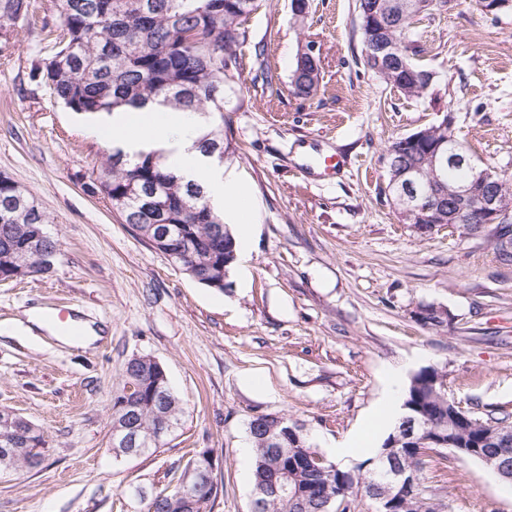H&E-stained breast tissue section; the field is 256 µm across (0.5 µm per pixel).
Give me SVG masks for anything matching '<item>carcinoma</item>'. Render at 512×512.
I'll list each match as a JSON object with an SVG mask.
<instances>
[{
    "label": "carcinoma",
    "instance_id": "1",
    "mask_svg": "<svg viewBox=\"0 0 512 512\" xmlns=\"http://www.w3.org/2000/svg\"><path fill=\"white\" fill-rule=\"evenodd\" d=\"M56 19L68 32L65 44L57 46L43 61L51 95L71 111L87 118L111 113L119 106L140 108L148 103L200 115L202 128L193 149L203 157L217 151L227 157L231 147L224 140V98L234 91L241 76V49L247 42L245 20L255 10V0H50ZM365 19L362 27L364 66L407 98L434 92L437 72L416 62L423 53L414 31L410 0H358ZM31 0H0V32L26 18ZM384 25L387 38L399 42L407 69L377 65L367 55L370 44ZM320 64L309 54L296 59L291 74L293 94L313 96L320 85ZM405 137L393 140V150L402 163L420 166L441 177L438 187L448 204L463 172L448 167L442 157L430 165L426 151L403 146ZM91 178L98 190L125 224L135 225L139 234L156 241L170 264L189 278L223 282L236 263L227 251L236 245L224 213L210 204L206 188L186 181L163 162L158 151L132 157L115 146L93 166ZM36 200L11 178L0 175V275L6 278L40 273L32 245L40 236L44 248L57 256L59 242L47 231L44 210L33 215ZM194 243L182 257L185 240ZM122 386L112 398V423L126 424L137 436L140 456L165 445L157 436L159 417L172 429L182 423L184 408L169 381L147 355L133 356L121 367ZM139 388L137 414L126 418L122 407L127 385ZM404 414L425 418L432 426L455 421L459 438L482 444V454L496 456L512 474V446L486 439L488 427L508 423L512 417L461 419L448 406V393L437 382V370L425 367L415 373L405 391ZM252 457L253 494L274 484L287 490L268 498L262 512H357L360 500L374 503L385 496L383 483L365 484L367 473L386 455L398 462L420 466L416 487L395 501L392 512H443V504L427 494L425 471L437 445L419 439L405 440L393 427L372 457L352 469L321 459L307 435L285 414H262L248 424ZM215 481L199 486L195 497L184 501L180 489L158 493L148 512H211L218 496Z\"/></svg>",
    "mask_w": 512,
    "mask_h": 512
}]
</instances>
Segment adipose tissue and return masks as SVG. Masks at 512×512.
<instances>
[{
	"label": "adipose tissue",
	"mask_w": 512,
	"mask_h": 512,
	"mask_svg": "<svg viewBox=\"0 0 512 512\" xmlns=\"http://www.w3.org/2000/svg\"><path fill=\"white\" fill-rule=\"evenodd\" d=\"M102 123L111 128L113 144L122 146L132 154L145 147L162 150L171 170L203 183L209 190L213 205L223 210L225 223L236 227L239 253L247 252L255 223L253 198L234 171L212 167L193 150L192 144L199 126L197 114L155 106L141 109L121 107L104 115ZM29 320L38 329L69 345L85 347L101 337L100 332L88 322L73 318L64 326L55 315L39 308L30 310ZM402 378L401 370H390L391 392L350 445L337 449V460L367 453L376 438L388 429L399 406L395 390L401 387Z\"/></svg>",
	"instance_id": "obj_1"
}]
</instances>
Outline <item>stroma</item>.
<instances>
[{"instance_id": "35a3bbf8", "label": "stroma", "mask_w": 512, "mask_h": 512, "mask_svg": "<svg viewBox=\"0 0 512 512\" xmlns=\"http://www.w3.org/2000/svg\"><path fill=\"white\" fill-rule=\"evenodd\" d=\"M256 0L241 79L227 97L229 167L248 183L258 221L247 276L205 287L174 268L92 187L105 149L97 123L52 97L42 60L47 0L0 37V174L29 191L62 242L52 272L0 279V408L37 424L46 458L0 474V512H147L187 460L211 449L220 493L212 512H248L247 426L261 414L301 423L334 459L377 404L386 371L445 372L449 399L477 416L512 415V266L494 226L403 223L386 190L395 138L453 112L474 161L512 173V12L453 7L416 21L420 60L438 99L407 98L365 68L357 0ZM274 80L258 79L256 48ZM319 58L315 97L290 78L299 53ZM349 163L317 177L316 158ZM435 304L448 325L412 311ZM65 309L103 337L89 348L29 331L26 311ZM148 355L185 410L156 452H112V393L122 364ZM429 494L444 512H512V483L449 449L432 455Z\"/></svg>"}]
</instances>
